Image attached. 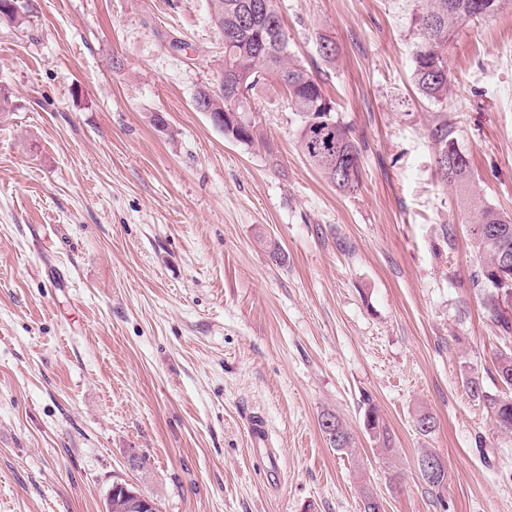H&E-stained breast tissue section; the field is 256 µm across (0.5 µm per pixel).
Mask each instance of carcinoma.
I'll return each instance as SVG.
<instances>
[{
  "label": "carcinoma",
  "instance_id": "obj_1",
  "mask_svg": "<svg viewBox=\"0 0 512 512\" xmlns=\"http://www.w3.org/2000/svg\"><path fill=\"white\" fill-rule=\"evenodd\" d=\"M506 0H426L415 15L418 42L414 50V82L419 93L443 108L436 115L430 136L436 145L437 177L465 189L471 182V161L448 124L450 74L445 62L448 36L456 24L493 14ZM29 11L28 0H0V18L21 24ZM211 18L224 30V80L243 97L224 99L209 94L213 83L198 91L206 108L216 112L251 114L250 99L261 84L274 80L288 95V107L298 118V141L307 161L340 193H353L362 183L360 149L347 126L336 117L333 101L312 72L298 64L288 52L289 36L273 0H213ZM474 210L470 241L481 264L472 278L473 287L484 293L487 319L506 333L512 332V315L504 303L512 301V273L499 266L501 251H512V216L484 203L475 195L463 197ZM497 377L512 387V350L499 353ZM470 397L483 403L494 425L512 432V398H499L486 391L482 378L471 373L465 378ZM320 429L331 447L344 451L353 437L341 419L324 414ZM364 426L380 448L392 451L389 427L377 407L368 404Z\"/></svg>",
  "mask_w": 512,
  "mask_h": 512
}]
</instances>
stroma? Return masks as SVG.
I'll list each match as a JSON object with an SVG mask.
<instances>
[{"instance_id": "35a3bbf8", "label": "stroma", "mask_w": 512, "mask_h": 512, "mask_svg": "<svg viewBox=\"0 0 512 512\" xmlns=\"http://www.w3.org/2000/svg\"><path fill=\"white\" fill-rule=\"evenodd\" d=\"M423 5L275 0L359 145L351 194L308 163L277 84L251 99L248 146L196 110L224 57L208 0H33L23 26L0 20V512H102L116 481L160 512H363L366 486L385 512H512V433L462 382L512 395L494 371L512 338L471 283L472 213L436 176ZM447 57L471 188L512 214V4L458 25ZM426 450L447 465L438 498ZM368 407L364 411V427L372 433L373 439L380 445L382 450L392 451V436L389 427L379 413L377 407L372 403H366ZM247 431L253 447L262 449L271 466L278 469V455L274 448L269 447V435L266 422L262 415L251 413L247 419ZM319 426L331 447L337 451H345L353 446V437L338 416L332 413L323 414Z\"/></svg>"}]
</instances>
